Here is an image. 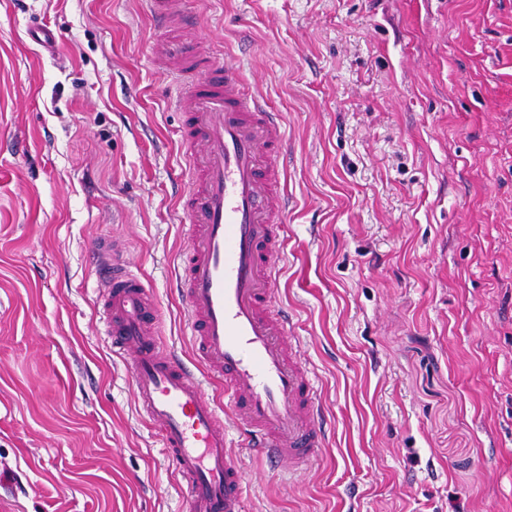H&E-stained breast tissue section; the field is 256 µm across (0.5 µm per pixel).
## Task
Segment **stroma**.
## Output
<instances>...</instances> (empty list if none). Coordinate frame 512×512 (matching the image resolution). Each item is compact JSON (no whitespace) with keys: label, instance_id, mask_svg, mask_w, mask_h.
Segmentation results:
<instances>
[{"label":"stroma","instance_id":"1","mask_svg":"<svg viewBox=\"0 0 512 512\" xmlns=\"http://www.w3.org/2000/svg\"><path fill=\"white\" fill-rule=\"evenodd\" d=\"M188 2L282 116L278 299L330 423L293 481L245 457L246 512H512V0ZM156 38L140 0H0V512H183L91 267L120 240L189 352Z\"/></svg>","mask_w":512,"mask_h":512}]
</instances>
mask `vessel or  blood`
Wrapping results in <instances>:
<instances>
[{"instance_id": "vessel-or-blood-1", "label": "vessel or blood", "mask_w": 512, "mask_h": 512, "mask_svg": "<svg viewBox=\"0 0 512 512\" xmlns=\"http://www.w3.org/2000/svg\"><path fill=\"white\" fill-rule=\"evenodd\" d=\"M145 3L161 34L153 52L182 81L175 104L190 187L179 200L187 247L176 285L194 356L163 346L150 285L116 241L93 255L103 319L141 411L176 462L186 512H244L247 473L234 443L294 474L326 440L319 379L288 340L292 319L276 300L285 132L242 73L195 42L187 0ZM211 378L224 383L223 404L203 395Z\"/></svg>"}]
</instances>
